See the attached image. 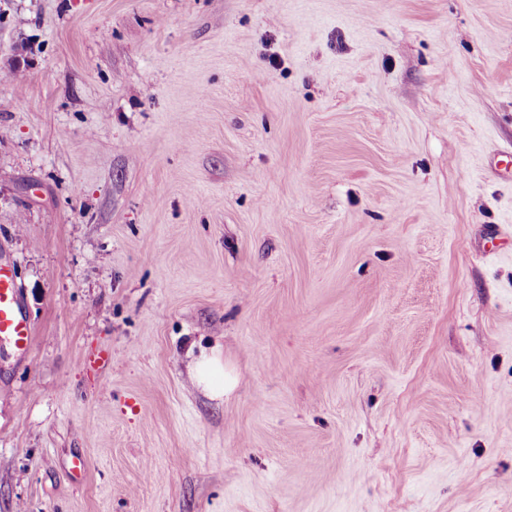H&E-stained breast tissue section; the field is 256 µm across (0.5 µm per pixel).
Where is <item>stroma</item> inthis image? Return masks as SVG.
<instances>
[{
	"label": "stroma",
	"mask_w": 512,
	"mask_h": 512,
	"mask_svg": "<svg viewBox=\"0 0 512 512\" xmlns=\"http://www.w3.org/2000/svg\"><path fill=\"white\" fill-rule=\"evenodd\" d=\"M0 260V512H512V0H0ZM32 326L24 310L11 265L0 262V340L6 339L21 352L31 344ZM197 372L207 389L214 393H224L227 382L224 383V370L217 357H202L197 363Z\"/></svg>",
	"instance_id": "35a3bbf8"
}]
</instances>
